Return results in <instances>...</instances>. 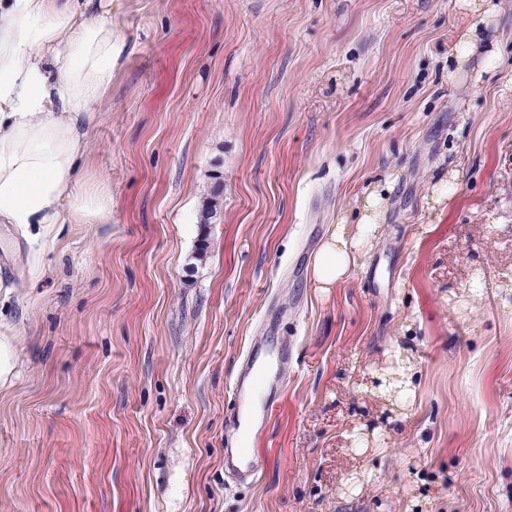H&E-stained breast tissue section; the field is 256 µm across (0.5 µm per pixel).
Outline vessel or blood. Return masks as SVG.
Wrapping results in <instances>:
<instances>
[{"label":"vessel or blood","instance_id":"1","mask_svg":"<svg viewBox=\"0 0 512 512\" xmlns=\"http://www.w3.org/2000/svg\"><path fill=\"white\" fill-rule=\"evenodd\" d=\"M266 350L251 347L244 358V367L232 386L234 412L229 421L232 427L241 428L246 421L255 415L270 418L273 412L272 402L256 403L255 397L261 384H268L271 391H278L282 386L281 379H270L264 364ZM224 470L234 480L246 479L256 481L262 474L260 461L252 457L245 448H228L224 451Z\"/></svg>","mask_w":512,"mask_h":512}]
</instances>
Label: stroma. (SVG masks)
<instances>
[{"label": "stroma", "instance_id": "stroma-1", "mask_svg": "<svg viewBox=\"0 0 512 512\" xmlns=\"http://www.w3.org/2000/svg\"><path fill=\"white\" fill-rule=\"evenodd\" d=\"M484 2L462 55L464 0H112L80 158L111 211L0 224V512H512V0ZM255 341L292 358L237 484ZM333 233L313 263V281L317 288L328 290L355 265L362 245L374 234L375 224H357L355 232L346 237L345 224ZM13 327L0 318V384L7 386L13 380L15 354ZM224 470L227 477L236 481L255 482L262 474L260 461L252 457L247 448H225Z\"/></svg>", "mask_w": 512, "mask_h": 512}]
</instances>
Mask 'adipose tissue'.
Segmentation results:
<instances>
[{
  "label": "adipose tissue",
  "mask_w": 512,
  "mask_h": 512,
  "mask_svg": "<svg viewBox=\"0 0 512 512\" xmlns=\"http://www.w3.org/2000/svg\"><path fill=\"white\" fill-rule=\"evenodd\" d=\"M104 0H0V223L87 224L109 211L106 186L79 168L92 102L112 82ZM371 224L338 230L313 263L328 289L355 265Z\"/></svg>",
  "instance_id": "ef3b65f1"
}]
</instances>
